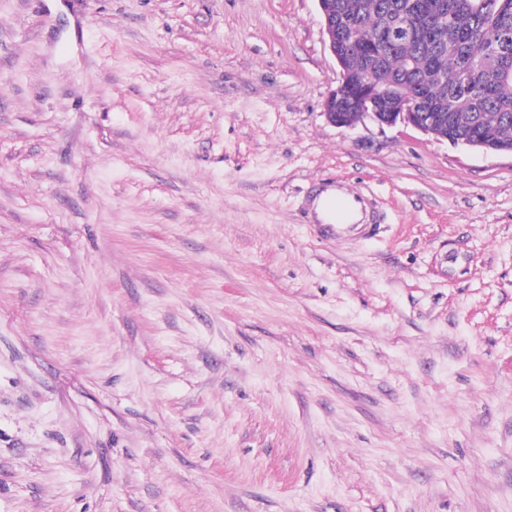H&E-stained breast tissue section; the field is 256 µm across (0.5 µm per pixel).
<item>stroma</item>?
I'll return each instance as SVG.
<instances>
[{
	"label": "stroma",
	"instance_id": "obj_1",
	"mask_svg": "<svg viewBox=\"0 0 512 512\" xmlns=\"http://www.w3.org/2000/svg\"><path fill=\"white\" fill-rule=\"evenodd\" d=\"M338 79L316 0H0V512H512V156ZM310 210L311 226L326 239L358 240L375 234L369 200L363 193L343 184H327L316 190L310 200Z\"/></svg>",
	"mask_w": 512,
	"mask_h": 512
}]
</instances>
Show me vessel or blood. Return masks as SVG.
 <instances>
[{"label": "vessel or blood", "instance_id": "1", "mask_svg": "<svg viewBox=\"0 0 512 512\" xmlns=\"http://www.w3.org/2000/svg\"><path fill=\"white\" fill-rule=\"evenodd\" d=\"M310 210L314 228L325 238L347 241L375 234L367 197L343 184H328L316 190Z\"/></svg>", "mask_w": 512, "mask_h": 512}]
</instances>
